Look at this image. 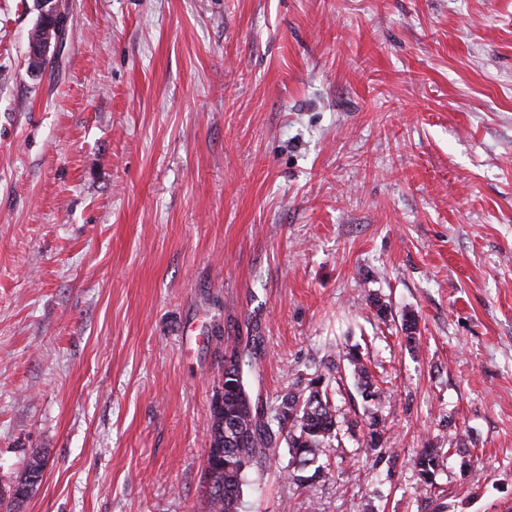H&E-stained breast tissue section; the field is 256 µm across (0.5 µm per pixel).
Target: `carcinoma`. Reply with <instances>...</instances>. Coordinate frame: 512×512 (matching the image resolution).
Instances as JSON below:
<instances>
[{"mask_svg":"<svg viewBox=\"0 0 512 512\" xmlns=\"http://www.w3.org/2000/svg\"><path fill=\"white\" fill-rule=\"evenodd\" d=\"M401 332L404 345L416 349L420 340L416 319L404 317ZM336 356V372H341V362H347L367 403L363 413V452L380 455L386 445L378 419L384 390L376 386L357 348L348 347ZM256 368L258 359L248 348H240L236 341L224 347L223 406L210 408V448L216 461L208 472L207 512H238L249 470L272 455L278 439H284L288 445L291 462L287 478L296 484H312L325 478L326 468L319 460L327 455L333 442L340 441V408L329 395L330 379L317 374L308 380L305 388L288 389L273 416L277 422L274 429L270 421L259 419V404L248 392L247 377ZM447 455L443 448L419 450L413 464L422 489L434 486L436 473L444 466ZM43 464L44 457L32 453L24 480L13 490L15 500L27 496L29 488L34 486L31 474Z\"/></svg>","mask_w":512,"mask_h":512,"instance_id":"cac0c4a2","label":"carcinoma"}]
</instances>
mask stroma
<instances>
[{"mask_svg":"<svg viewBox=\"0 0 512 512\" xmlns=\"http://www.w3.org/2000/svg\"><path fill=\"white\" fill-rule=\"evenodd\" d=\"M62 5L34 78L0 0V494L46 461L14 512H206L229 338L266 407L339 346L391 390L380 462L343 374L332 478L278 443L239 512H512V0ZM453 426L479 461L426 493ZM453 435L454 437L447 450H445V448L425 447L421 448L415 456L413 464L417 471L419 485L425 491H428L429 486V491H431L434 486L436 473L444 466V460L451 450V445H454L456 451L459 453H464L462 448H468L467 443L473 445L466 431H455Z\"/></svg>","mask_w":512,"mask_h":512,"instance_id":"1","label":"stroma"}]
</instances>
